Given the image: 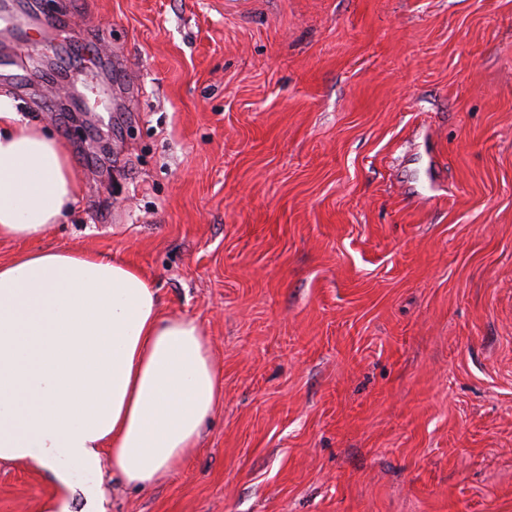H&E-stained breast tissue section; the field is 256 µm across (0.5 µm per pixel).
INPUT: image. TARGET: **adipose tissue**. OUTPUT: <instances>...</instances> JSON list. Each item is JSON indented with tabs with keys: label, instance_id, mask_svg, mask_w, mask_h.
<instances>
[{
	"label": "adipose tissue",
	"instance_id": "adipose-tissue-1",
	"mask_svg": "<svg viewBox=\"0 0 512 512\" xmlns=\"http://www.w3.org/2000/svg\"><path fill=\"white\" fill-rule=\"evenodd\" d=\"M0 93V237H43L77 200L65 144ZM223 378L199 323L140 268L80 248L0 263V462L50 473L51 512H106L102 458L143 489L197 447ZM92 476L79 485L74 470Z\"/></svg>",
	"mask_w": 512,
	"mask_h": 512
}]
</instances>
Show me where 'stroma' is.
Wrapping results in <instances>:
<instances>
[{
	"instance_id": "35a3bbf8",
	"label": "stroma",
	"mask_w": 512,
	"mask_h": 512,
	"mask_svg": "<svg viewBox=\"0 0 512 512\" xmlns=\"http://www.w3.org/2000/svg\"><path fill=\"white\" fill-rule=\"evenodd\" d=\"M68 41L0 92L79 198L22 251L137 265L224 399L107 512H512V0H39ZM120 57L46 74L85 30ZM49 477L0 463V512Z\"/></svg>"
}]
</instances>
